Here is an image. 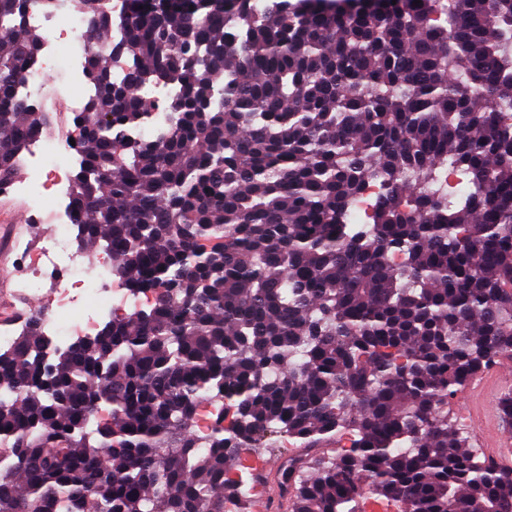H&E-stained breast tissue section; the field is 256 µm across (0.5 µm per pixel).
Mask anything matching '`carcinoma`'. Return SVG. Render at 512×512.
I'll return each instance as SVG.
<instances>
[{
  "label": "carcinoma",
  "instance_id": "obj_1",
  "mask_svg": "<svg viewBox=\"0 0 512 512\" xmlns=\"http://www.w3.org/2000/svg\"><path fill=\"white\" fill-rule=\"evenodd\" d=\"M55 2L0 0V186L50 128L23 86ZM82 2L77 235L153 303L0 352V512H224L271 434L351 435L280 464L288 512H512V467L448 423L512 356V0H124L116 37ZM147 82L177 89L149 138Z\"/></svg>",
  "mask_w": 512,
  "mask_h": 512
}]
</instances>
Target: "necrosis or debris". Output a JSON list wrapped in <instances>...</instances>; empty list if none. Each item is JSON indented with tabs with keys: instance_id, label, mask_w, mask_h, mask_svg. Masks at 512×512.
<instances>
[{
	"instance_id": "4bbe7bcc",
	"label": "necrosis or debris",
	"mask_w": 512,
	"mask_h": 512,
	"mask_svg": "<svg viewBox=\"0 0 512 512\" xmlns=\"http://www.w3.org/2000/svg\"><path fill=\"white\" fill-rule=\"evenodd\" d=\"M27 24L44 33L27 91L38 90L46 72L62 65L72 109L80 111L90 88L87 47L82 40L85 13L66 6L52 14L36 9ZM77 154L69 139L38 136L28 147L29 179L20 187L33 198L49 197L52 231L36 249L31 265L22 267L17 284L28 295L47 300L39 313L41 332L61 349L92 336L100 321L115 311L114 299L124 289L112 264H86L83 250L75 243L69 167Z\"/></svg>"
}]
</instances>
